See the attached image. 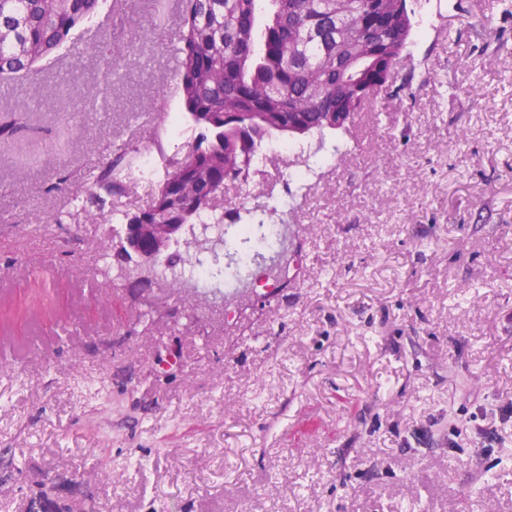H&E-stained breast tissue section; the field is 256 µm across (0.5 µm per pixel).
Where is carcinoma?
I'll return each instance as SVG.
<instances>
[{
    "label": "carcinoma",
    "mask_w": 512,
    "mask_h": 512,
    "mask_svg": "<svg viewBox=\"0 0 512 512\" xmlns=\"http://www.w3.org/2000/svg\"><path fill=\"white\" fill-rule=\"evenodd\" d=\"M109 8V0H0V88L25 80L36 90L41 63L76 46ZM414 15L409 0H180L176 90L199 132L148 207L122 212L121 223H224V185L249 175L264 142L348 131L393 85ZM27 118L1 107L0 137ZM126 155L90 171L87 184L111 193Z\"/></svg>",
    "instance_id": "carcinoma-1"
}]
</instances>
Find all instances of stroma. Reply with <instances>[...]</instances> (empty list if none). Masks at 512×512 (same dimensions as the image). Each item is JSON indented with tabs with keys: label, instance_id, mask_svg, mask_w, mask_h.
Listing matches in <instances>:
<instances>
[{
	"label": "stroma",
	"instance_id": "1",
	"mask_svg": "<svg viewBox=\"0 0 512 512\" xmlns=\"http://www.w3.org/2000/svg\"><path fill=\"white\" fill-rule=\"evenodd\" d=\"M423 0L396 88L356 151L295 196L288 284L224 319L222 280L122 279L114 208L88 198L129 147L197 136L175 91V0H112L99 55L47 61L0 145V499L10 512H512V16ZM69 172L66 191L50 186ZM126 155L127 152L125 150L121 151L115 159L89 171L86 175V182L90 185V189L94 188L110 194L114 184L117 182L116 173L118 166L125 159Z\"/></svg>",
	"mask_w": 512,
	"mask_h": 512
}]
</instances>
